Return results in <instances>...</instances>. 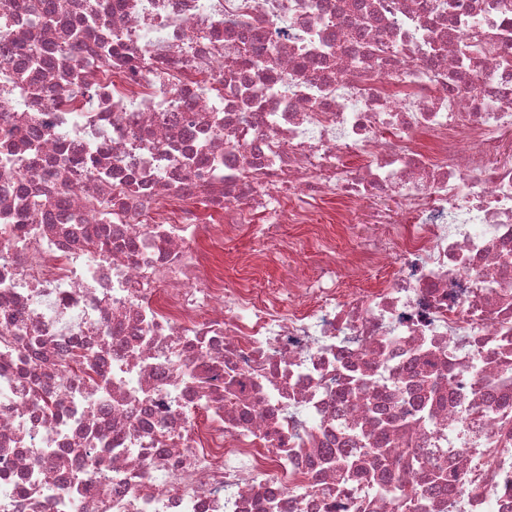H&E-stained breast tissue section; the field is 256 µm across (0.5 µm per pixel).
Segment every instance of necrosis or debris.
I'll return each mask as SVG.
<instances>
[{
	"label": "necrosis or debris",
	"instance_id": "obj_1",
	"mask_svg": "<svg viewBox=\"0 0 512 512\" xmlns=\"http://www.w3.org/2000/svg\"><path fill=\"white\" fill-rule=\"evenodd\" d=\"M88 5L1 7L0 512H512V0ZM397 198H381L361 203L357 206L358 219L353 226L351 237L340 236L336 238V252L344 255L364 239L370 233V226L376 222L386 224H403L406 220L404 216L397 215ZM301 274L300 264L293 262V258L289 257L288 253H284L274 265L266 270L260 286L263 288H273L283 278H301Z\"/></svg>",
	"mask_w": 512,
	"mask_h": 512
}]
</instances>
